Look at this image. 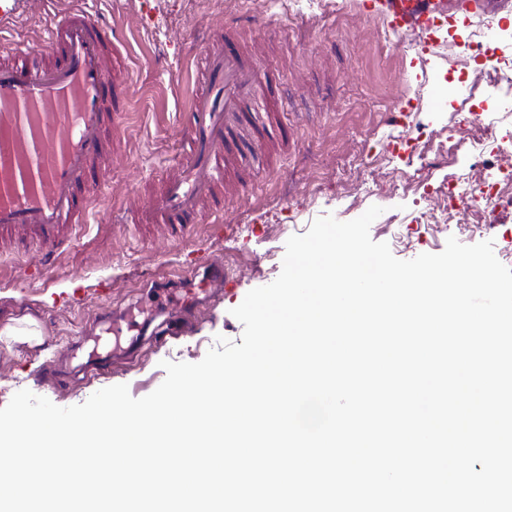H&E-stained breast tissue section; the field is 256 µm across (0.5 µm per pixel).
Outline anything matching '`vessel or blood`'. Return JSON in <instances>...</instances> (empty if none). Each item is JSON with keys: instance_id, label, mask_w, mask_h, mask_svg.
Listing matches in <instances>:
<instances>
[{"instance_id": "b4317fda", "label": "vessel or blood", "mask_w": 512, "mask_h": 512, "mask_svg": "<svg viewBox=\"0 0 512 512\" xmlns=\"http://www.w3.org/2000/svg\"><path fill=\"white\" fill-rule=\"evenodd\" d=\"M393 31L429 29L448 13L447 0H375ZM110 27L84 8L52 19L34 43L0 51V242L37 245L52 259L84 226L98 197V172L112 154L107 135L127 108V82L115 67ZM259 68L233 40L203 48L188 86L181 128L184 160L158 179L131 218L164 225L173 241L188 240L202 215H224L218 188L229 170L250 179L263 145L264 113L279 92L261 88ZM222 266L200 279L181 278L188 298L227 286Z\"/></svg>"}]
</instances>
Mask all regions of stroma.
Returning a JSON list of instances; mask_svg holds the SVG:
<instances>
[{
	"label": "stroma",
	"mask_w": 512,
	"mask_h": 512,
	"mask_svg": "<svg viewBox=\"0 0 512 512\" xmlns=\"http://www.w3.org/2000/svg\"><path fill=\"white\" fill-rule=\"evenodd\" d=\"M362 0H9L0 8V46L35 41L51 18L84 6L123 38L129 110L112 127V161L98 180L104 190L91 211L88 229L78 230L68 248L51 263L28 254L0 256V325L34 320V341L0 343V408L27 389L60 407L84 403L96 391L127 385L144 397L165 379L162 361L196 363L217 337L240 341L243 326L233 314L253 288L272 283L282 270L288 235L303 234L318 217H359L341 196L348 174L369 173L378 163L406 180L417 175L409 195L367 197L365 206H385L394 224L370 227L373 241L388 243L392 254L410 260L444 250L448 238L472 245L493 240L494 253L512 268V209L499 211L495 224H417L427 190L440 180H460L493 161L492 143L478 155L457 152L448 166L425 170L422 142L401 136L395 120L441 128L451 113L467 110L472 129L494 124L498 137H512V122L489 119L496 82L482 83L468 104L457 97L465 71L479 69L484 57L471 50L460 62L454 45L464 43L482 24L512 31V0L499 11L480 15L457 8L454 21L424 33L418 43L393 33ZM233 27L244 50L277 85L288 104L275 123L287 136L265 141L266 156L254 165L250 182L224 186V216L214 224L203 216L193 237L173 242L155 224H128L124 218L142 200V189L175 170L183 158L179 115L191 61L206 36ZM373 39L357 36L360 28ZM445 103L428 104L430 88ZM284 224L287 234L268 227ZM223 263L250 265L257 273L237 289H214L191 310L173 311L181 333L165 338L156 330L167 316L138 312L145 331L138 341L118 337L101 375L88 368L89 353L112 326V314L129 308L140 287L195 267Z\"/></svg>",
	"instance_id": "stroma-1"
}]
</instances>
